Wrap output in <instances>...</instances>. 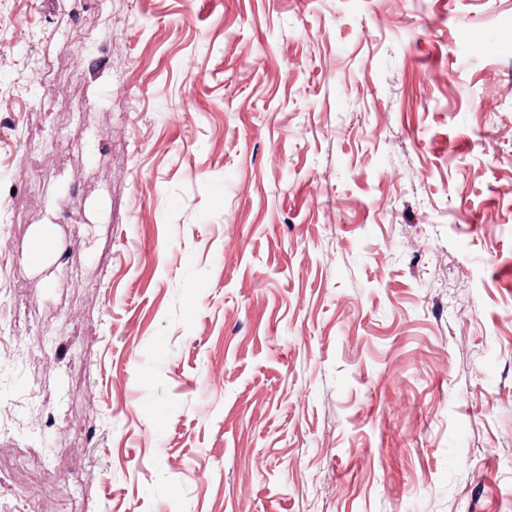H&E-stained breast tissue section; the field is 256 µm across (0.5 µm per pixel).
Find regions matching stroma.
Instances as JSON below:
<instances>
[{"label":"stroma","instance_id":"1","mask_svg":"<svg viewBox=\"0 0 512 512\" xmlns=\"http://www.w3.org/2000/svg\"><path fill=\"white\" fill-rule=\"evenodd\" d=\"M0 512H512V0H9Z\"/></svg>","mask_w":512,"mask_h":512}]
</instances>
